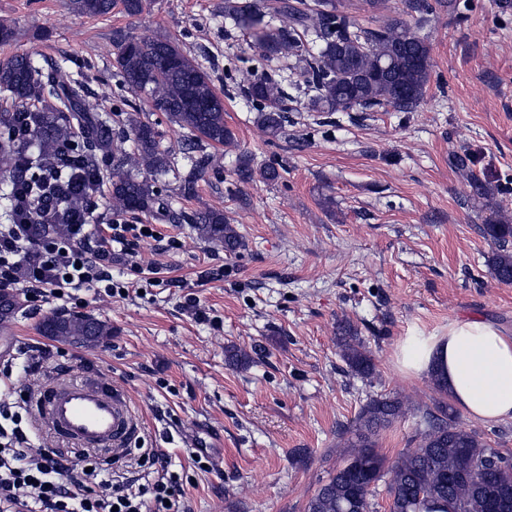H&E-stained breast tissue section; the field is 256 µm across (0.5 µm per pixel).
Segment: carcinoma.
<instances>
[{"mask_svg": "<svg viewBox=\"0 0 512 512\" xmlns=\"http://www.w3.org/2000/svg\"><path fill=\"white\" fill-rule=\"evenodd\" d=\"M115 0H69L82 15L99 17L112 11ZM281 25L265 22L260 0H224V16L246 31L265 58L296 57L303 63L302 75L314 95L306 108L311 112H346L388 107L401 112L414 110L426 91L430 76V46L418 27L393 19L376 28H361L335 0H279ZM315 36L319 51L303 53L305 36ZM115 64L121 84L129 92L146 96L155 112H162L174 125L188 130L201 146L234 143V134L224 123V99L211 74L164 35L141 39L116 31L112 36ZM0 91L9 93L21 111L29 113L30 139L9 135L14 115L0 113V181L11 190L17 175H24L32 193H39L47 162L84 156L112 159V207L168 216L169 202L155 183L129 174L133 169L152 176L176 170L175 153L164 148L155 125L131 120L134 149L113 152L108 123L111 116L85 94L60 65L39 69L26 54L0 60ZM243 94L258 111L257 122L277 136L283 129V90L270 74L257 75L243 84ZM212 163L211 156L196 159L182 185L191 193L195 180ZM237 182L248 184L260 176L268 182L280 178L277 167L255 170L248 154L238 157ZM198 237L229 254L244 247L242 236L224 212L204 208L187 217ZM483 235L498 244L490 263L495 278L512 283V224L489 222ZM44 334L67 343L100 342L112 335V326L83 314H67ZM342 357L352 372L362 377L373 373L374 364L364 341L348 322L339 328ZM413 411L417 447L402 453L391 466L386 486L389 512H421L429 501L451 503L454 512H512V500L498 502L502 489L512 488V456L493 450L475 431L462 426L453 407L436 401L433 406L410 409L399 396L372 398L352 423L339 434L341 463L317 490L306 512H370L369 496L386 472V458L378 453L374 436L379 429Z\"/></svg>", "mask_w": 512, "mask_h": 512, "instance_id": "cac0c4a2", "label": "carcinoma"}]
</instances>
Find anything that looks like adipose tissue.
<instances>
[{
	"mask_svg": "<svg viewBox=\"0 0 512 512\" xmlns=\"http://www.w3.org/2000/svg\"><path fill=\"white\" fill-rule=\"evenodd\" d=\"M404 374L431 376L471 419L512 420V334L479 319H456L442 335L405 336L395 349Z\"/></svg>",
	"mask_w": 512,
	"mask_h": 512,
	"instance_id": "1",
	"label": "adipose tissue"
}]
</instances>
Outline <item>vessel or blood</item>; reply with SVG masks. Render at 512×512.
<instances>
[{
	"label": "vessel or blood",
	"instance_id": "b4317fda",
	"mask_svg": "<svg viewBox=\"0 0 512 512\" xmlns=\"http://www.w3.org/2000/svg\"><path fill=\"white\" fill-rule=\"evenodd\" d=\"M36 408L58 438L81 448L111 451L116 460L140 430L125 392L95 378L45 386Z\"/></svg>",
	"mask_w": 512,
	"mask_h": 512
}]
</instances>
